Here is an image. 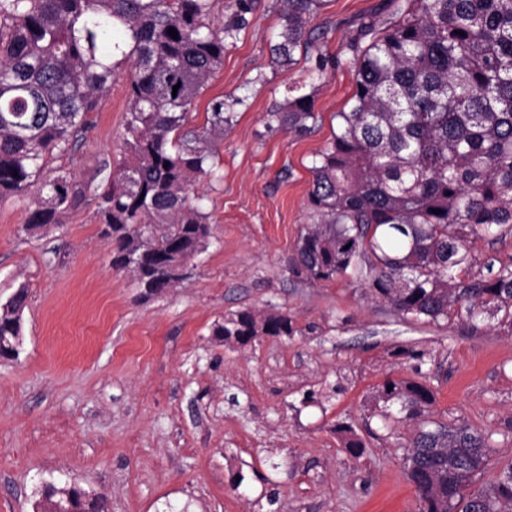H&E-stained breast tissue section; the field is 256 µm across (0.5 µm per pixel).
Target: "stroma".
Returning a JSON list of instances; mask_svg holds the SVG:
<instances>
[{
	"label": "stroma",
	"instance_id": "stroma-1",
	"mask_svg": "<svg viewBox=\"0 0 512 512\" xmlns=\"http://www.w3.org/2000/svg\"><path fill=\"white\" fill-rule=\"evenodd\" d=\"M385 0H324L314 53L272 63L281 0H255L190 114L203 125L219 96H244L214 147V173L191 197L211 235L175 288L144 296L114 270L96 194L119 156L126 89L117 81L75 150L50 158L86 191L60 225L24 228L39 186L0 200V304L26 288L19 354L0 359V512H34L43 483H78L109 512H417L403 462L414 425L383 423L386 380L427 385L428 420L491 435L481 475L512 463V333L485 315L402 319L347 276L314 283L292 270L314 154L352 93L348 42ZM332 66L310 80L317 55ZM316 86L310 131L268 129L290 87ZM288 315L299 333L225 345L227 314ZM366 448L354 457L335 427Z\"/></svg>",
	"mask_w": 512,
	"mask_h": 512
}]
</instances>
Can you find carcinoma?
Masks as SVG:
<instances>
[{
  "label": "carcinoma",
  "instance_id": "carcinoma-1",
  "mask_svg": "<svg viewBox=\"0 0 512 512\" xmlns=\"http://www.w3.org/2000/svg\"><path fill=\"white\" fill-rule=\"evenodd\" d=\"M272 61L297 63L312 48L307 27L323 0H283ZM392 17L363 18L349 40L356 80L337 131L313 159L310 209L293 270L315 282L353 275L405 320L435 323L493 309L512 329V260L473 272L472 239L512 232V0H395ZM214 0H0V199L38 185L45 198L24 229L58 225L82 189L48 159L75 148L104 96L124 80L121 158L96 217L112 237V268L158 294L168 262L197 255L208 215L189 187L211 174L214 145L245 98L212 102L202 127L189 114L224 52L249 25L247 0L222 23ZM177 31V38L168 29ZM178 89H173V86ZM314 91L268 113V126L305 132ZM439 213H433V210ZM27 294L0 305V336L19 343ZM286 314L250 310L214 334L245 345L291 336ZM378 400L419 421L434 402L424 384L388 380ZM491 436L465 423H428L409 441L405 466L418 512H512V464L486 470ZM36 512H107L77 484L47 483Z\"/></svg>",
  "mask_w": 512,
  "mask_h": 512
}]
</instances>
